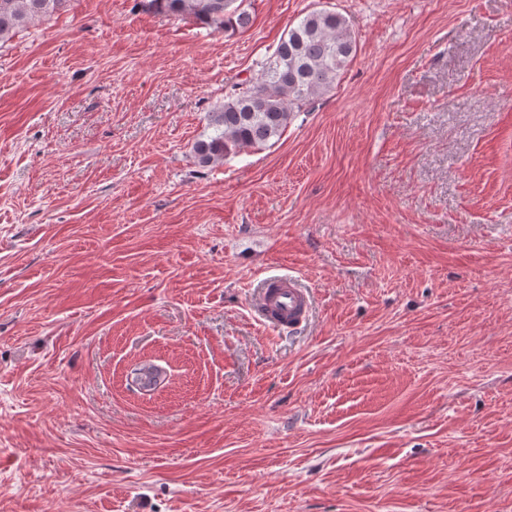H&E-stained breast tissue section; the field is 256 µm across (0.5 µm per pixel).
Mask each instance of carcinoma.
<instances>
[{
    "instance_id": "obj_1",
    "label": "carcinoma",
    "mask_w": 512,
    "mask_h": 512,
    "mask_svg": "<svg viewBox=\"0 0 512 512\" xmlns=\"http://www.w3.org/2000/svg\"><path fill=\"white\" fill-rule=\"evenodd\" d=\"M169 16L193 18L216 32L248 27L246 0H143ZM66 0H0V44L30 24L46 20ZM357 50L342 14L326 8L308 11L283 32L273 52L258 63L257 76L237 85L212 109L213 134L193 146L201 167L278 140L309 100L333 89Z\"/></svg>"
}]
</instances>
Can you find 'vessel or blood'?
<instances>
[{"label": "vessel or blood", "mask_w": 512, "mask_h": 512, "mask_svg": "<svg viewBox=\"0 0 512 512\" xmlns=\"http://www.w3.org/2000/svg\"><path fill=\"white\" fill-rule=\"evenodd\" d=\"M252 306L265 324L293 331L309 316V292L295 278H267L254 295Z\"/></svg>", "instance_id": "obj_1"}]
</instances>
